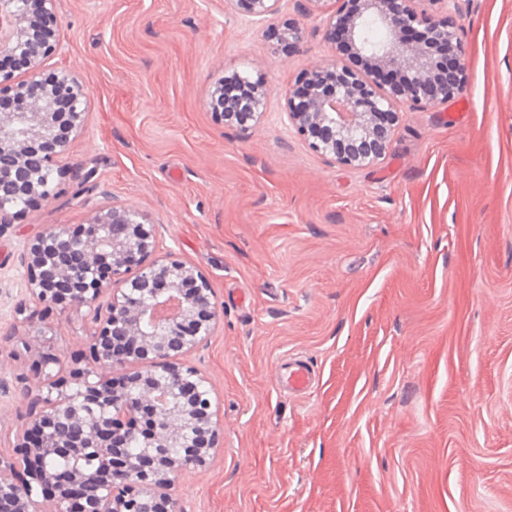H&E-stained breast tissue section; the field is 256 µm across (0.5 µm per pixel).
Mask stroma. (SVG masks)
Here are the masks:
<instances>
[{
	"instance_id": "stroma-1",
	"label": "stroma",
	"mask_w": 512,
	"mask_h": 512,
	"mask_svg": "<svg viewBox=\"0 0 512 512\" xmlns=\"http://www.w3.org/2000/svg\"><path fill=\"white\" fill-rule=\"evenodd\" d=\"M306 7L258 24L224 0H61L45 67L80 73L89 120L55 199L0 226V454L40 381L8 328L44 332L66 370L93 343L87 311L30 299L20 256L43 225L116 202L203 271L219 311L186 358L221 429L171 490L186 512H512V0H460L466 90L403 107L362 168L284 123L288 87L333 58ZM231 71L266 83L243 128L207 104ZM288 358L313 372L306 393L276 384Z\"/></svg>"
}]
</instances>
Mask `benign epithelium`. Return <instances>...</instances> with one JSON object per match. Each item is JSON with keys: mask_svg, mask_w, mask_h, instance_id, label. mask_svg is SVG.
Returning a JSON list of instances; mask_svg holds the SVG:
<instances>
[{"mask_svg": "<svg viewBox=\"0 0 512 512\" xmlns=\"http://www.w3.org/2000/svg\"><path fill=\"white\" fill-rule=\"evenodd\" d=\"M436 7L430 15L422 2ZM348 0H307V13L319 19L334 49L333 63L309 70L288 88L284 115L288 128L309 148L333 164L359 168L386 153L398 121V105L427 107L445 104L466 86L462 60L448 64L439 76L428 50L405 39L425 29L432 44L457 41L449 11L456 0H362L347 13ZM280 0H224L232 13L266 21L279 11ZM60 0H0V57H18L17 68L0 66V101L12 103L0 112V224L18 214L11 201L56 196L47 172L79 138L89 115L90 93L71 69H45L62 50ZM373 23L383 39L371 46L365 28ZM358 59L351 67L348 61ZM336 75L323 82L322 73ZM403 70L410 80L400 88L382 75ZM248 78L224 75L209 90L215 121L241 127L254 120L265 104L262 78L253 92L231 99L224 86ZM29 295L49 300L62 311L86 308L95 324L96 362L54 374L58 358L43 351L39 334H18L25 352L37 357L42 375L39 394L46 409L33 413L22 426L20 452L28 472L18 479L15 461L0 455V499L12 512H141L136 488H152L147 512H183L168 489L178 477L207 464L219 447L220 430L208 381L181 359L212 335L218 311L210 285L199 267L161 254L155 222L122 204L99 206L85 223L49 224L34 237L21 257ZM136 365L127 387L106 385L103 369ZM145 412L161 418L152 428L154 446L138 458L122 456L114 468L109 446L112 426ZM182 443L180 458L165 449ZM97 449L101 472L73 474L57 480L50 460L71 447ZM40 489L42 501L33 498Z\"/></svg>", "mask_w": 512, "mask_h": 512, "instance_id": "1", "label": "benign epithelium"}]
</instances>
